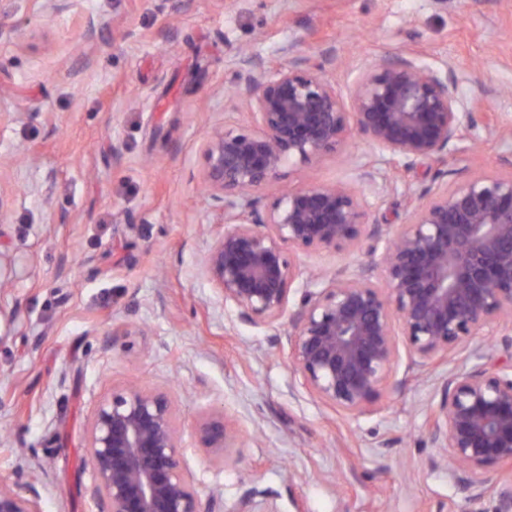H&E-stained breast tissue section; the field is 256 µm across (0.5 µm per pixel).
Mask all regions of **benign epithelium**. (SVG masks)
<instances>
[{
	"mask_svg": "<svg viewBox=\"0 0 512 512\" xmlns=\"http://www.w3.org/2000/svg\"><path fill=\"white\" fill-rule=\"evenodd\" d=\"M275 68L239 51L232 100L255 129H214L201 146V183L224 216V232L202 262L206 278L242 319L274 324L288 318L289 360L302 385L344 414L371 411L392 363L396 336L411 363L429 367L467 346L481 330L512 322V174H479L438 184L409 202L407 222L383 233L370 225L359 191L346 185L291 187L280 169L311 162L343 146L351 131L387 151L395 167L419 159L443 163L458 142L482 126L484 101L467 103L451 66L430 69L415 53L380 59L343 96L321 59L284 49ZM273 192L264 213L252 195ZM387 235L381 264L303 276L299 251L347 253L367 237ZM300 308L288 311L294 282ZM231 425L222 414L197 427L205 447L222 454ZM440 462L461 465V480L512 464V376L485 363L450 372L427 426ZM92 496L100 512H215L184 459L171 396L128 387L100 402L88 428ZM0 512H41L32 485L21 494L0 481Z\"/></svg>",
	"mask_w": 512,
	"mask_h": 512,
	"instance_id": "benign-epithelium-1",
	"label": "benign epithelium"
}]
</instances>
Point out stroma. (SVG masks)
Here are the masks:
<instances>
[{
	"label": "stroma",
	"instance_id": "stroma-1",
	"mask_svg": "<svg viewBox=\"0 0 512 512\" xmlns=\"http://www.w3.org/2000/svg\"><path fill=\"white\" fill-rule=\"evenodd\" d=\"M0 0V478L35 486L41 512H98L88 424L129 386L170 393L189 473L221 512H499L512 467L437 464L425 431L448 372L512 352V323L420 368L393 362L373 410L346 415L310 394L288 360L287 321H243L204 277L224 219L200 184L214 127H253L233 109L237 48L335 52L347 90L382 57L452 64L464 99L485 95L496 134L448 155L447 183L512 173V0ZM93 35H86V28ZM371 171L375 184L363 186ZM439 166L396 170L352 135L280 171L293 186L364 190L397 227ZM222 412L237 434L216 463L195 427Z\"/></svg>",
	"mask_w": 512,
	"mask_h": 512
}]
</instances>
